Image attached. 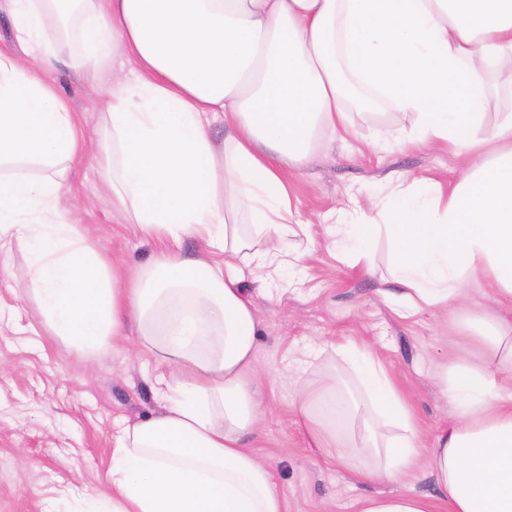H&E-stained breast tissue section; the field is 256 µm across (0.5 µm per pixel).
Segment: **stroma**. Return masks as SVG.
<instances>
[{"instance_id": "obj_1", "label": "stroma", "mask_w": 512, "mask_h": 512, "mask_svg": "<svg viewBox=\"0 0 512 512\" xmlns=\"http://www.w3.org/2000/svg\"><path fill=\"white\" fill-rule=\"evenodd\" d=\"M47 77L85 141L64 172L82 225L115 272L147 262L155 247L113 210L95 157L103 130L94 103L111 91V73L98 78L57 63ZM400 120L387 108L357 112L354 134L322 135L288 176L292 207L311 226L301 242L305 258L245 276L261 325L256 379L264 412L248 447L271 467L285 512H360L364 497L381 493L426 496L435 512H448L425 465L394 481L362 479L308 447L292 407L305 384L330 370L342 389L363 398L349 353L366 346L407 396L418 446L430 447L452 420L453 408L433 380L436 364L456 347L452 315L401 316L399 288L386 281L389 240L373 241L376 266L368 274L343 261L335 236L325 231L338 208L364 201L387 176L459 178L464 162L445 150L400 151L377 142L379 127ZM157 371L137 336L105 342L83 357L51 335L29 290L26 252L16 246L0 253V512H96L106 505L114 439L126 425L158 412Z\"/></svg>"}]
</instances>
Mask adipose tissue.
Instances as JSON below:
<instances>
[{
	"label": "adipose tissue",
	"mask_w": 512,
	"mask_h": 512,
	"mask_svg": "<svg viewBox=\"0 0 512 512\" xmlns=\"http://www.w3.org/2000/svg\"><path fill=\"white\" fill-rule=\"evenodd\" d=\"M24 58L0 54V161L36 159L38 178L0 174V251L23 246L30 290L50 332L79 354L135 328L165 369L158 413L123 428L108 471L112 512H284L268 465L249 452L260 402L259 322L243 270L288 261L296 216L286 174L321 134L350 131L348 85L368 110L403 118L377 132L395 148L438 145L468 165L452 183L389 179L370 211L339 224L345 261L373 269L370 244H393L390 280L404 310H451L461 354L435 382L457 417L427 452L407 398L368 349L354 359L366 405L334 373L294 408L311 447L373 458L368 480H394L425 456L448 512H512V320L466 303L484 279L512 311V0H9ZM75 20L79 53L63 55L52 22ZM96 156L113 207L161 248L123 279L82 230L58 166L83 144L46 71L108 59ZM223 118L224 138L208 132ZM193 237L224 260L183 253ZM366 412L355 441L350 420Z\"/></svg>",
	"instance_id": "obj_1"
}]
</instances>
